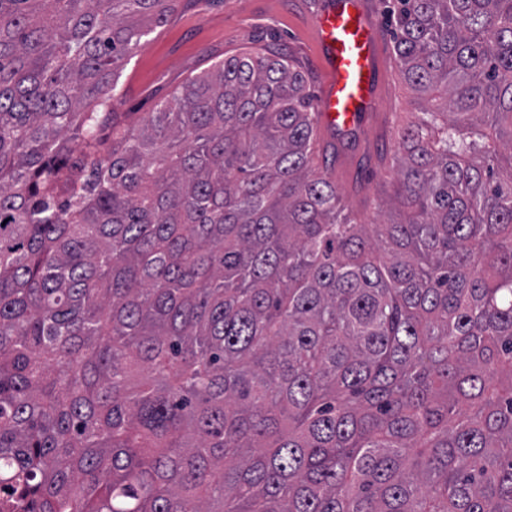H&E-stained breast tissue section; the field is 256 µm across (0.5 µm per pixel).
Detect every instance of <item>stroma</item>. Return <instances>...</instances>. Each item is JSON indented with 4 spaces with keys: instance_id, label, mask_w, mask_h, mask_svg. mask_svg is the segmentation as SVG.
<instances>
[{
    "instance_id": "1",
    "label": "stroma",
    "mask_w": 512,
    "mask_h": 512,
    "mask_svg": "<svg viewBox=\"0 0 512 512\" xmlns=\"http://www.w3.org/2000/svg\"><path fill=\"white\" fill-rule=\"evenodd\" d=\"M318 0H174L168 22L146 34L119 72L113 105L136 124L160 100L171 97L189 78L212 69L224 56L272 52L301 70L311 92L320 74L309 17ZM382 108L358 133L352 146H338L336 184L345 214L362 222L376 220L396 178L394 129L416 111L393 51L384 39Z\"/></svg>"
}]
</instances>
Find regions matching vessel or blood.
I'll use <instances>...</instances> for the list:
<instances>
[{
  "label": "vessel or blood",
  "instance_id": "obj_1",
  "mask_svg": "<svg viewBox=\"0 0 512 512\" xmlns=\"http://www.w3.org/2000/svg\"><path fill=\"white\" fill-rule=\"evenodd\" d=\"M310 19L321 72L320 124L332 132L362 127L373 118L383 81L379 19L368 0H321Z\"/></svg>",
  "mask_w": 512,
  "mask_h": 512
}]
</instances>
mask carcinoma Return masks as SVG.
Instances as JSON below:
<instances>
[{"label": "carcinoma", "mask_w": 512, "mask_h": 512, "mask_svg": "<svg viewBox=\"0 0 512 512\" xmlns=\"http://www.w3.org/2000/svg\"><path fill=\"white\" fill-rule=\"evenodd\" d=\"M171 2L0 0V512H512V0H393L378 224L284 58L121 124Z\"/></svg>", "instance_id": "obj_1"}]
</instances>
